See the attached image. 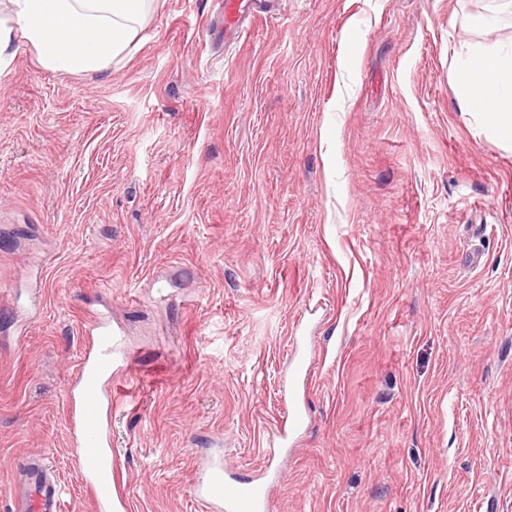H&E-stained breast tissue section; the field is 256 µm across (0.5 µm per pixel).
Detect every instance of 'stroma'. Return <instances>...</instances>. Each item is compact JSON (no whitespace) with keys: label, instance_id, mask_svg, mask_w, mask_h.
I'll use <instances>...</instances> for the list:
<instances>
[{"label":"stroma","instance_id":"obj_1","mask_svg":"<svg viewBox=\"0 0 512 512\" xmlns=\"http://www.w3.org/2000/svg\"><path fill=\"white\" fill-rule=\"evenodd\" d=\"M153 0L128 50L0 72V512L45 458L92 512L65 396L86 318L129 369L112 448L130 512H207L220 453L266 460L295 334L309 429L269 512H512V146L465 112L493 0ZM273 0H224V42L237 41L243 35L242 23L256 15L273 16Z\"/></svg>","mask_w":512,"mask_h":512}]
</instances>
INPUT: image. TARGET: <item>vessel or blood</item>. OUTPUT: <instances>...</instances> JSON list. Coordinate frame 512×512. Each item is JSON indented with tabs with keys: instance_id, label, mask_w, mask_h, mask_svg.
I'll use <instances>...</instances> for the list:
<instances>
[{
	"instance_id": "b4317fda",
	"label": "vessel or blood",
	"mask_w": 512,
	"mask_h": 512,
	"mask_svg": "<svg viewBox=\"0 0 512 512\" xmlns=\"http://www.w3.org/2000/svg\"><path fill=\"white\" fill-rule=\"evenodd\" d=\"M257 15L271 17V0H224L225 40H239L243 35V21ZM88 325L91 333L80 353L74 387L66 398L75 447L73 463L81 474L92 512H127V499L115 490L116 472L109 436L110 384L123 375L126 359L120 356L118 344L106 332L102 320H89ZM285 419L279 430L281 438L294 437L306 426L296 395L288 397ZM30 479L27 495L15 512H61L60 488L45 460L34 463ZM279 482L276 466H264L257 477L238 480L228 475L222 460L213 459L200 470L192 493L208 505L210 512H265Z\"/></svg>"
}]
</instances>
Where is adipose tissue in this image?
<instances>
[{
  "label": "adipose tissue",
  "mask_w": 512,
  "mask_h": 512,
  "mask_svg": "<svg viewBox=\"0 0 512 512\" xmlns=\"http://www.w3.org/2000/svg\"><path fill=\"white\" fill-rule=\"evenodd\" d=\"M151 0H7L0 11V70L19 44L46 67L71 73L103 70L125 52ZM455 82L466 111L482 114L512 142V50L460 47Z\"/></svg>",
  "instance_id": "obj_1"
}]
</instances>
